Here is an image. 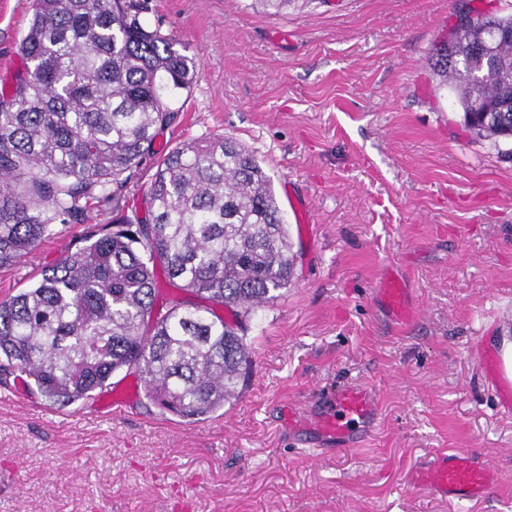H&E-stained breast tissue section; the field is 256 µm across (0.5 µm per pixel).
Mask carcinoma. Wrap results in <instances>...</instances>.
Wrapping results in <instances>:
<instances>
[{"mask_svg": "<svg viewBox=\"0 0 512 512\" xmlns=\"http://www.w3.org/2000/svg\"><path fill=\"white\" fill-rule=\"evenodd\" d=\"M141 13L137 0H33L21 67L0 84V268L94 203L112 222L0 301V370L60 406L132 370L154 404L198 422L238 395L246 322L291 284L294 255L271 176L229 136L168 151L146 215L127 213L130 174L197 73ZM475 16L433 49L432 66L465 125L506 141L512 14ZM160 273L195 300L158 302Z\"/></svg>", "mask_w": 512, "mask_h": 512, "instance_id": "obj_1", "label": "carcinoma"}]
</instances>
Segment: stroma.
<instances>
[{
	"mask_svg": "<svg viewBox=\"0 0 512 512\" xmlns=\"http://www.w3.org/2000/svg\"><path fill=\"white\" fill-rule=\"evenodd\" d=\"M142 2V21L198 69L134 170L129 207L158 157L231 136L273 179L295 277L249 323L238 398L206 420L161 411L134 374L112 378L118 415L104 392L53 406L1 377L0 512H512V414L474 356L491 348L512 371V154L465 127L431 69L461 17L510 14L512 0ZM31 14L32 0H0V80L21 62ZM111 219L90 207L0 269V300ZM390 266L412 289L413 322L376 300ZM354 382L380 399L358 446L316 447L289 426L290 405ZM457 449L499 471L484 499L451 504L408 483Z\"/></svg>",
	"mask_w": 512,
	"mask_h": 512,
	"instance_id": "obj_1",
	"label": "stroma"
}]
</instances>
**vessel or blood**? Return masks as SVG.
<instances>
[{
	"instance_id": "1",
	"label": "vessel or blood",
	"mask_w": 512,
	"mask_h": 512,
	"mask_svg": "<svg viewBox=\"0 0 512 512\" xmlns=\"http://www.w3.org/2000/svg\"><path fill=\"white\" fill-rule=\"evenodd\" d=\"M381 291L397 317L404 320L415 317L416 311L409 306L406 289L399 278L384 276ZM377 405L378 394L373 387L350 383L337 391L331 404L314 415L309 425L324 437L350 445L360 430L369 427ZM499 479V472L488 459L468 450L450 453L432 465L416 468L409 477L412 484L432 494L458 499L483 497Z\"/></svg>"
}]
</instances>
